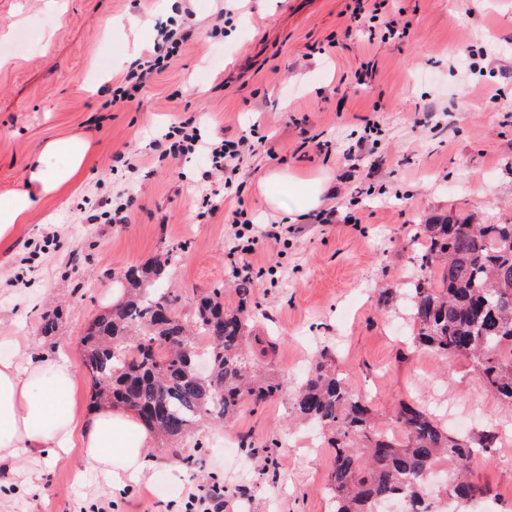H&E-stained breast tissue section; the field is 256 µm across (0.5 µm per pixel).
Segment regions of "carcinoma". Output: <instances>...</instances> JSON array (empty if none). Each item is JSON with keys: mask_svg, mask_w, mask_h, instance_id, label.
<instances>
[{"mask_svg": "<svg viewBox=\"0 0 512 512\" xmlns=\"http://www.w3.org/2000/svg\"><path fill=\"white\" fill-rule=\"evenodd\" d=\"M419 236L423 250L415 263L440 265L441 279L411 277L412 345L470 360L486 389L512 404V224L437 217L420 225ZM174 261L170 253L126 271L124 300L94 318L82 346L95 401L131 410L149 428L178 439L205 418L231 417L244 403L259 406L288 387L260 374L249 345L250 279L238 283L236 309L225 310L214 290L186 320L177 298L153 289ZM290 406L333 450L328 490L334 512H378L394 500L403 501L406 512H419L428 478L442 461L449 512H468L485 495L468 472L480 451L495 447L496 433L453 436L433 411L404 402L384 420L350 387L327 349Z\"/></svg>", "mask_w": 512, "mask_h": 512, "instance_id": "cac0c4a2", "label": "carcinoma"}]
</instances>
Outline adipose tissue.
I'll return each instance as SVG.
<instances>
[{
  "label": "adipose tissue",
  "instance_id": "adipose-tissue-1",
  "mask_svg": "<svg viewBox=\"0 0 512 512\" xmlns=\"http://www.w3.org/2000/svg\"><path fill=\"white\" fill-rule=\"evenodd\" d=\"M90 144L78 137L46 141L30 160L23 186L0 202V244H10L46 196L81 182ZM65 157L62 166L54 157ZM77 378L63 359L41 364L12 348L0 356V463L19 451L66 454L81 449L86 463L112 485L144 477L156 436L129 410L103 407L76 417L72 397Z\"/></svg>",
  "mask_w": 512,
  "mask_h": 512
}]
</instances>
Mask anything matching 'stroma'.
Listing matches in <instances>:
<instances>
[{
    "instance_id": "1",
    "label": "stroma",
    "mask_w": 512,
    "mask_h": 512,
    "mask_svg": "<svg viewBox=\"0 0 512 512\" xmlns=\"http://www.w3.org/2000/svg\"><path fill=\"white\" fill-rule=\"evenodd\" d=\"M160 0H0V197L19 188L46 141L90 142L87 177L44 198L10 248L0 249V337L17 339L28 358L65 356L77 375L75 412L87 417L92 380L81 338L120 286L124 270L176 250L167 286L182 315L221 290L239 296L230 269L229 226L236 212L282 224L259 179L285 170L327 176L321 224L299 215L287 244L262 241L254 267L280 266L278 284L253 279L251 326L261 362L295 388L322 349L331 350L349 385L376 413L399 401L447 403L450 433L512 428V405L487 392L471 362L408 342L403 292L419 226L452 214L478 224H512V0H383L407 23L383 43L353 31L355 0H241L232 23L224 0H183L191 37L137 104L105 110L98 75L117 86L171 16ZM138 17L130 31L121 20ZM368 71L365 85L355 75ZM195 117L206 136L266 137L234 177L241 194L211 187L202 212L205 155L159 154L152 142L176 117ZM379 123L377 143H360L364 119ZM139 155V170L114 166ZM128 196L124 224L82 221L84 198ZM392 291V306L377 303ZM57 315L54 335L41 318ZM289 405L244 404L231 420L205 425L195 439L157 447L147 478L115 488L67 457L22 455L0 465V512H179L185 487L218 485L224 512H330L332 452L310 444L313 427L289 425ZM205 447L200 471L180 464L194 440ZM250 440L258 454L246 455ZM84 479H76L77 469ZM471 479L497 512H512V447L475 459Z\"/></svg>"
}]
</instances>
